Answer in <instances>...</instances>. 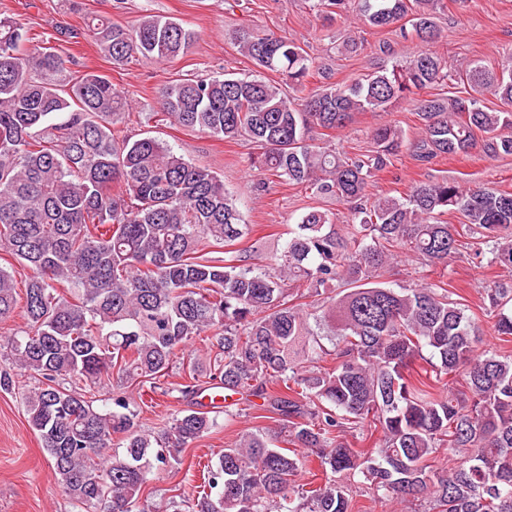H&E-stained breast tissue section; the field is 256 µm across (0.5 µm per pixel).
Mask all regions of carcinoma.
Returning a JSON list of instances; mask_svg holds the SVG:
<instances>
[{
    "label": "carcinoma",
    "instance_id": "carcinoma-1",
    "mask_svg": "<svg viewBox=\"0 0 512 512\" xmlns=\"http://www.w3.org/2000/svg\"><path fill=\"white\" fill-rule=\"evenodd\" d=\"M439 5L313 3L329 20L353 11L366 26L398 24L424 43L440 36ZM84 34L118 66L171 62L195 39L160 15L134 28L95 16ZM31 41L21 23L0 17V249L33 271L25 327L0 344V388H12L16 368L36 377L25 397L30 425L83 512H169V503L141 499L142 486L152 469L181 464L216 418L198 402L155 434L141 429L125 392L112 391L106 410L91 392L115 376L170 396L159 380L196 341L214 358L187 361L180 398L223 392L227 424L240 416L233 396L259 398L253 409L295 449L275 445L268 426L241 433L207 466L192 512H352L357 483L375 502H420L427 512H512V355L478 351L479 326L442 285L382 281L400 245L445 270L464 257L461 238L474 236L489 246V266L508 274L483 300L497 335L512 338V193L445 178L400 196L368 193L404 147L422 163L477 148L512 154V72L470 62L457 71L464 94L423 98L452 77L423 51L348 84L325 83L297 104L286 88L322 76L315 59L296 39L241 28L234 41L256 73L161 88L173 124L246 138L257 147L255 169L350 204L346 224L307 211L266 267L231 249L252 227L221 179L154 137L117 139L125 92L93 71L68 77L70 57L30 51ZM488 95L505 108L485 106ZM403 103L419 119L412 140L387 123L374 131V150L348 157L309 137ZM448 213L458 223L441 221ZM208 247L225 248L224 263L205 256ZM302 287L307 311L294 302ZM16 306L14 279L0 267V321ZM421 361L430 370L419 372ZM442 448L449 468L434 465ZM313 460L322 483H298Z\"/></svg>",
    "mask_w": 512,
    "mask_h": 512
}]
</instances>
